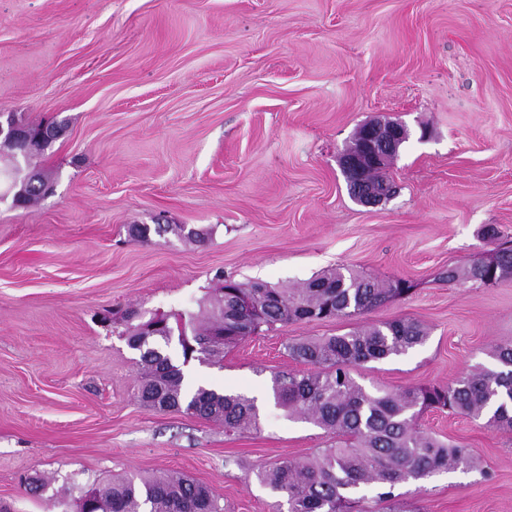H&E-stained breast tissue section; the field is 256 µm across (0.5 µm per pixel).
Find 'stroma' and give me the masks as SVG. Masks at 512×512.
Listing matches in <instances>:
<instances>
[{
	"label": "stroma",
	"mask_w": 512,
	"mask_h": 512,
	"mask_svg": "<svg viewBox=\"0 0 512 512\" xmlns=\"http://www.w3.org/2000/svg\"><path fill=\"white\" fill-rule=\"evenodd\" d=\"M51 116L59 138L21 170L52 194L0 199V505L75 512L82 489L175 471L224 512H288L256 478L325 447L323 430L267 405L259 430L144 408L139 353L108 310L170 313L219 277L291 287L330 268L415 288L363 315L411 319L428 341L358 367L365 387L445 383L512 339V281L438 275L512 236V0H0V114ZM387 117L409 139L395 196L364 207L340 158ZM134 224L207 232L130 237ZM350 320L279 324L195 383L263 396L304 364L292 339ZM421 428L486 465L400 484L397 512H512V434L427 412ZM48 479L45 492L26 481Z\"/></svg>",
	"instance_id": "1"
}]
</instances>
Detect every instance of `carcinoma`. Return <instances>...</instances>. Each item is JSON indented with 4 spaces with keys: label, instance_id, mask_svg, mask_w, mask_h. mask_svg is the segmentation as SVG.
<instances>
[{
    "label": "carcinoma",
    "instance_id": "obj_1",
    "mask_svg": "<svg viewBox=\"0 0 512 512\" xmlns=\"http://www.w3.org/2000/svg\"><path fill=\"white\" fill-rule=\"evenodd\" d=\"M355 197L362 183L391 184L386 168L366 165L361 174L344 172ZM45 184L21 186L19 202L30 205L46 196ZM484 237L496 242L491 252L470 263L448 268L441 280L494 285L512 279V240L495 226ZM414 284L404 278L379 280L353 271L325 270L295 288L262 281L224 280L198 303L160 314L155 335H139L126 314L121 335L140 351L137 397L150 410H177L224 424L227 433L259 429L257 400L185 383L183 366L198 361L224 366V350L262 328L297 321L353 319L394 298L407 296ZM426 327L415 320L360 325L350 331L287 343L288 356L309 366L306 372L275 373L273 403L290 419L323 429L326 447L294 461L276 460L258 473L260 482L286 499L288 512H363L365 492L387 502L396 486L424 481L440 472H490L470 449L423 431L418 424L427 410L471 418L512 432V342L495 345L490 366H478L446 384L369 390L352 375L355 366L400 356L423 345ZM77 512H224L218 497L203 483L179 473L147 478L110 479L82 492Z\"/></svg>",
    "mask_w": 512,
    "mask_h": 512
}]
</instances>
